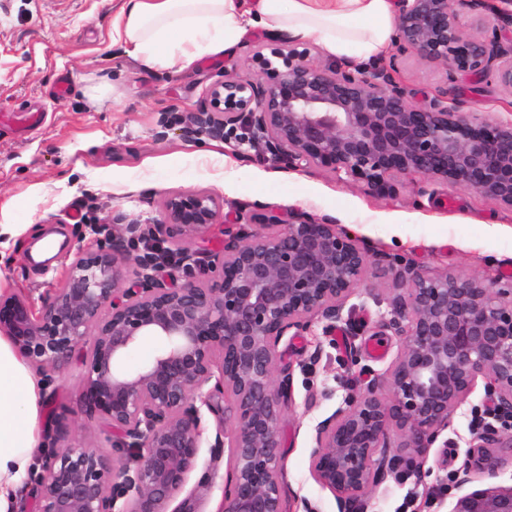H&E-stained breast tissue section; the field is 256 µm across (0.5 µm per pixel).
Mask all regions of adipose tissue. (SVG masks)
Returning a JSON list of instances; mask_svg holds the SVG:
<instances>
[{
	"label": "adipose tissue",
	"instance_id": "ef3b65f1",
	"mask_svg": "<svg viewBox=\"0 0 512 512\" xmlns=\"http://www.w3.org/2000/svg\"><path fill=\"white\" fill-rule=\"evenodd\" d=\"M397 0H124L112 44L147 71L183 72L262 29L360 68L392 46ZM42 382L0 338V512H14L42 444Z\"/></svg>",
	"mask_w": 512,
	"mask_h": 512
}]
</instances>
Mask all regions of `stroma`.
I'll return each mask as SVG.
<instances>
[{
    "label": "stroma",
    "mask_w": 512,
    "mask_h": 512,
    "mask_svg": "<svg viewBox=\"0 0 512 512\" xmlns=\"http://www.w3.org/2000/svg\"><path fill=\"white\" fill-rule=\"evenodd\" d=\"M123 0H0V111H41L45 123L17 136L0 121V224L23 233L0 248V294L48 298L77 250L112 234V217L150 224L162 217L172 193L206 191L223 204L222 224L206 242L224 247V222L248 217L254 207L298 210L329 218L371 248L363 282L349 304L352 313L334 334L287 337L279 345L292 364L293 396L280 425L282 485L287 505L308 500L318 512H338L333 494L311 470L314 427L351 392L363 390L396 359L402 339L387 328L391 300L402 282L395 261L436 276L490 275L512 284V209L465 186L422 187L417 179H395L389 195L314 167L288 170L249 144L184 136L181 117L197 111L207 89L233 73L257 79L256 52L269 32L253 31L228 53L205 56L181 73L148 72L113 47L112 17ZM400 80L413 102L427 104L439 90L464 111L489 119H512V93L476 76L447 78L443 67L409 58ZM68 82L66 96L56 94ZM102 90L99 99L91 88ZM167 129H160V119ZM60 229L67 246L49 268L32 266L27 252L47 229ZM382 341L385 355L372 357L366 344ZM318 361H311L314 348ZM79 360L62 371L55 401H44L42 427H56L60 444L110 453V434L81 399ZM490 404L476 386L444 436L447 447L429 449L419 476L387 479L364 500L360 512H449L462 491L448 477L467 455L476 415ZM234 460L211 461L201 450L197 475L215 478L200 491L205 512H214Z\"/></svg>",
    "instance_id": "1"
}]
</instances>
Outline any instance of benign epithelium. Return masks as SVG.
<instances>
[{
	"label": "benign epithelium",
	"instance_id": "obj_1",
	"mask_svg": "<svg viewBox=\"0 0 512 512\" xmlns=\"http://www.w3.org/2000/svg\"><path fill=\"white\" fill-rule=\"evenodd\" d=\"M396 53L370 74L322 66L292 38L255 54L262 78L224 73L186 136L260 146L284 169L313 166L373 193L394 191L399 176L462 185L512 209V120L462 112L448 92L426 107L397 79L415 57L456 75L487 78L512 92V40L502 41L486 0H468L479 36L464 33L452 0H400ZM223 204L205 192H177L158 224L112 225V237L79 250L59 286L35 310L28 298L0 295V335L55 385L78 346L85 411L112 431V455L60 446L47 436L43 470L31 487L34 512H167L196 470L202 413L233 396L232 431L219 425L210 457L229 448L232 472L219 512H286L280 422L292 398V373L278 347L317 322L323 333L344 320L369 251L334 221L298 212L253 213L224 231V251L200 252ZM255 224L277 228L270 234ZM408 297L392 301L386 326L404 337L392 365L360 395L319 421L311 452L316 480L352 512L390 476L419 473L478 381L501 424L482 422L455 474L497 478L512 454V285L495 277H425L407 267ZM145 336L163 341L137 369L126 368ZM400 432L391 444L390 433ZM450 512H512V486L489 484L457 498Z\"/></svg>",
	"mask_w": 512,
	"mask_h": 512
}]
</instances>
